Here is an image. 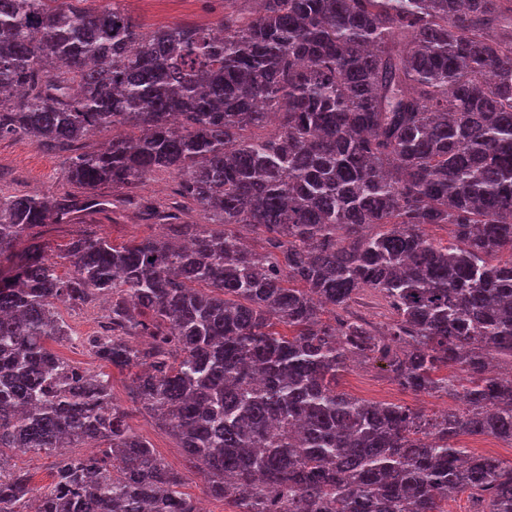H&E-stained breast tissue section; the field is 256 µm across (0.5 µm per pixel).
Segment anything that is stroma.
<instances>
[{
    "label": "stroma",
    "instance_id": "1",
    "mask_svg": "<svg viewBox=\"0 0 512 512\" xmlns=\"http://www.w3.org/2000/svg\"><path fill=\"white\" fill-rule=\"evenodd\" d=\"M123 6L145 31L176 23L208 26L224 13V0H124ZM66 158L65 152L43 151L25 137L1 140L0 192L56 197L76 194V186L63 177ZM98 193L107 201L105 208L95 207L78 213L64 224L51 222L35 228L19 240L17 254H25L31 244L40 243L45 256L59 258L58 273L66 278L71 275L72 267L68 261L63 260L62 255L75 239L98 235L120 243L147 235H164V226L141 221L130 203L112 202L111 186H101ZM57 311L67 325L70 336L53 343V350L84 370L107 375L115 403L124 408L130 407L128 372L118 371L100 361L84 343L85 337L96 335L102 330L107 313L102 301L95 300L79 307L61 303ZM336 387L359 398L404 404L430 418L451 403L446 396L416 394L402 389L388 361L377 356L339 369ZM129 423L151 444L157 454L182 472L185 493L205 501L208 512H225L223 501L204 493L202 475L186 463L181 448L166 429L144 413L133 414Z\"/></svg>",
    "mask_w": 512,
    "mask_h": 512
}]
</instances>
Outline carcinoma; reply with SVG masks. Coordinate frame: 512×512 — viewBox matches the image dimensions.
<instances>
[{
    "label": "carcinoma",
    "instance_id": "cac0c4a2",
    "mask_svg": "<svg viewBox=\"0 0 512 512\" xmlns=\"http://www.w3.org/2000/svg\"><path fill=\"white\" fill-rule=\"evenodd\" d=\"M0 0V140L70 151L83 197L0 195V263L32 227L104 206L103 184L183 175L161 237L36 248L0 274V512H198L137 435L109 379L63 360L56 305L110 300L87 340L229 512H512V0H224L212 28L141 31L107 0ZM279 119L262 132L270 117ZM124 126L101 150L82 141ZM263 234L249 250L218 225ZM444 227L440 241L425 233ZM383 330L345 314L360 292ZM326 312L333 321L323 319ZM389 360L427 419L336 389L353 358ZM86 440L98 451L72 455ZM50 451L31 500L5 451ZM353 311L374 325L381 326L389 321L390 309L386 302L373 291L362 292ZM460 444L466 448L472 447L475 444H488L489 447H473L469 449L496 457L500 460L512 461V446L490 436H464L461 437ZM488 448H490V450Z\"/></svg>",
    "mask_w": 512,
    "mask_h": 512
}]
</instances>
